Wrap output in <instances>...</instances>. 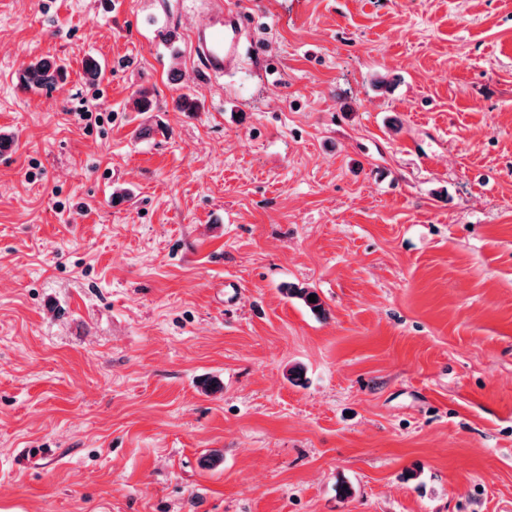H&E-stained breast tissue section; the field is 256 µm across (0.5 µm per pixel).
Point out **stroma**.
<instances>
[{
    "label": "stroma",
    "instance_id": "1",
    "mask_svg": "<svg viewBox=\"0 0 512 512\" xmlns=\"http://www.w3.org/2000/svg\"><path fill=\"white\" fill-rule=\"evenodd\" d=\"M224 3L0 0V512H512V0ZM231 4L220 14L211 16L191 36L194 54L206 77L223 75L238 63L246 12L238 2L231 1ZM65 67L46 59L31 62L18 76L21 90L36 92L51 87L64 77Z\"/></svg>",
    "mask_w": 512,
    "mask_h": 512
}]
</instances>
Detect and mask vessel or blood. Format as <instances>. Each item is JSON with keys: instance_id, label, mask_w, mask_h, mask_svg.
<instances>
[{"instance_id": "1", "label": "vessel or blood", "mask_w": 512, "mask_h": 512, "mask_svg": "<svg viewBox=\"0 0 512 512\" xmlns=\"http://www.w3.org/2000/svg\"><path fill=\"white\" fill-rule=\"evenodd\" d=\"M245 23V11L233 5L193 32L191 45L203 75L219 76L236 67Z\"/></svg>"}]
</instances>
